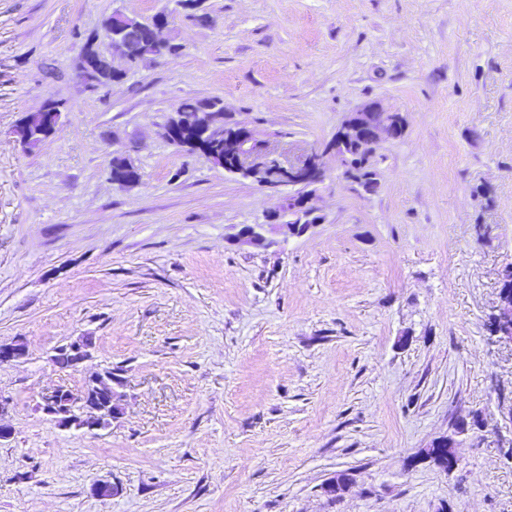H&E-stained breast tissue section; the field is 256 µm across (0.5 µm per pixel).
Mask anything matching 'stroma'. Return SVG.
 <instances>
[{
    "mask_svg": "<svg viewBox=\"0 0 512 512\" xmlns=\"http://www.w3.org/2000/svg\"><path fill=\"white\" fill-rule=\"evenodd\" d=\"M117 10L168 13L180 50L94 90L78 66ZM211 98L283 155L371 102L404 132L376 193L329 177L295 237L279 195L165 138ZM510 265L512 0H0V340L27 346L0 363V512H512V348L486 329ZM111 365L110 427L39 409ZM451 435L448 472L424 451Z\"/></svg>",
    "mask_w": 512,
    "mask_h": 512,
    "instance_id": "stroma-1",
    "label": "stroma"
}]
</instances>
